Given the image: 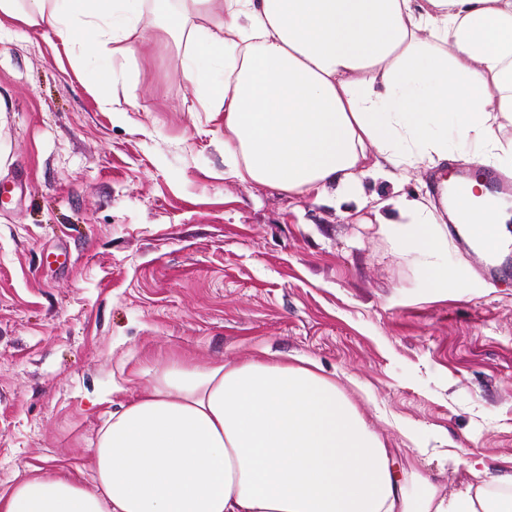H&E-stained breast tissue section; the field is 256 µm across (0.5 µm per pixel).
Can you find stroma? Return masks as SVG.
<instances>
[{"mask_svg":"<svg viewBox=\"0 0 512 512\" xmlns=\"http://www.w3.org/2000/svg\"><path fill=\"white\" fill-rule=\"evenodd\" d=\"M151 7L130 60L0 32V489L90 472L106 396L151 382L142 359L264 349L335 375L397 469L446 492L471 479L446 450L512 472V256L488 279L444 225L437 287L371 207L225 179L224 119Z\"/></svg>","mask_w":512,"mask_h":512,"instance_id":"obj_1","label":"stroma"}]
</instances>
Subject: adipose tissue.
<instances>
[{
  "label": "adipose tissue",
  "mask_w": 512,
  "mask_h": 512,
  "mask_svg": "<svg viewBox=\"0 0 512 512\" xmlns=\"http://www.w3.org/2000/svg\"><path fill=\"white\" fill-rule=\"evenodd\" d=\"M143 0H0L64 47L105 31L135 55ZM185 36V79L224 116V175L290 194L347 200L366 177L400 185L454 153L512 172V0H154ZM207 25H199V18ZM484 181L454 203L468 236L497 249L512 211ZM407 246L434 284L445 238L434 207L402 195ZM134 375L150 387L115 403L76 467L0 490V512H512V472L450 453L473 483L443 493L393 453L335 379L309 358L262 352L229 364L169 359Z\"/></svg>",
  "instance_id": "adipose-tissue-1"
}]
</instances>
